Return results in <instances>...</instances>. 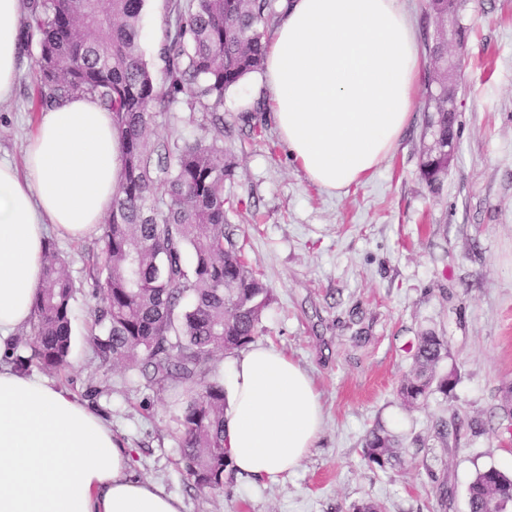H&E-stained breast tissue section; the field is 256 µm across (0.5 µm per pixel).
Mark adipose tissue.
<instances>
[{"instance_id":"obj_1","label":"adipose tissue","mask_w":512,"mask_h":512,"mask_svg":"<svg viewBox=\"0 0 512 512\" xmlns=\"http://www.w3.org/2000/svg\"><path fill=\"white\" fill-rule=\"evenodd\" d=\"M21 0H0V99L15 84ZM266 104L307 178L367 182L413 118L424 65L403 0H284L268 33ZM123 177L111 112L91 96L45 108L22 167L0 160V512H183L134 478L111 426L63 387L3 357L34 316L50 236L92 234ZM224 452L236 477L275 482L313 448L323 407L308 372L251 345L228 362Z\"/></svg>"}]
</instances>
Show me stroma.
<instances>
[{
    "label": "stroma",
    "instance_id": "obj_1",
    "mask_svg": "<svg viewBox=\"0 0 512 512\" xmlns=\"http://www.w3.org/2000/svg\"><path fill=\"white\" fill-rule=\"evenodd\" d=\"M168 2L147 0L141 22L144 59L157 78ZM461 22L467 41L448 47L461 60L458 149L436 193L419 174L422 107L374 177L334 195L289 156L262 73L224 94L226 123L240 124L249 110L262 130L228 141L237 168L224 186L238 202L229 219L245 257L272 291L258 340L309 372L324 409L315 448L287 479L236 478L220 494L191 487L178 463L186 386L160 389L124 367L100 366L91 343L99 236L50 238L76 290L69 363L50 379L109 422L132 450L135 476L179 498L184 512H347L364 500L383 512H469L477 472H512V421L501 409V389L512 383V0H466ZM37 55L29 43L13 93L0 101V158L15 163L38 119ZM151 133L180 142L207 130L202 113L180 104L158 115ZM426 331L446 337L443 366L458 380L449 396L409 408L397 389ZM458 416L482 431L444 448L435 427ZM379 424L399 439L400 464L380 469L364 459L365 438Z\"/></svg>",
    "mask_w": 512,
    "mask_h": 512
}]
</instances>
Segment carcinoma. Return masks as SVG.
<instances>
[{"mask_svg": "<svg viewBox=\"0 0 512 512\" xmlns=\"http://www.w3.org/2000/svg\"><path fill=\"white\" fill-rule=\"evenodd\" d=\"M146 0H29L28 31L39 56L33 111L75 95H89L112 112L124 154L123 179L100 238L104 268L96 272L94 353L102 366L122 365L149 384H184L181 461L192 487L224 488V384L211 376L217 352H232L259 335L271 290L250 268L229 220L233 201L224 184L236 162L224 149V93L264 68V26L271 0H172L159 49L164 79L157 86L141 49ZM463 0H429L442 22ZM436 69L428 73L420 174L432 192L448 173V142L458 132L445 102L432 90L446 81L448 36L436 28L426 45ZM178 103L206 113L210 129L182 144L150 137L156 115ZM76 290L64 260L47 253L45 277L34 300L27 345L17 368L60 370L71 348ZM444 337L418 340L414 367L398 395L416 407L434 393L448 396L457 372H444ZM460 424H440L443 446L457 443ZM398 439L374 428L363 457L381 469L401 459ZM469 512H508L512 476L491 467L468 488Z\"/></svg>", "mask_w": 512, "mask_h": 512, "instance_id": "cac0c4a2", "label": "carcinoma"}]
</instances>
